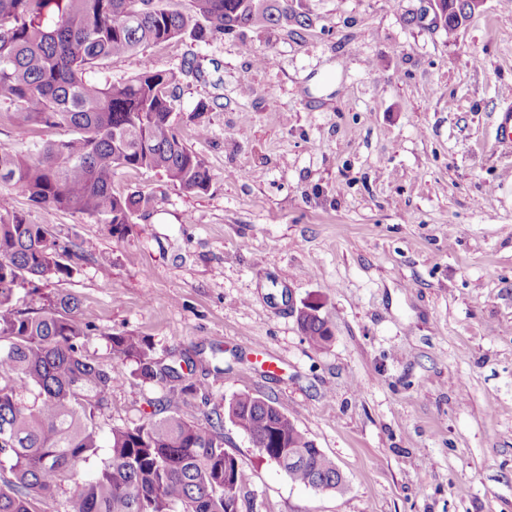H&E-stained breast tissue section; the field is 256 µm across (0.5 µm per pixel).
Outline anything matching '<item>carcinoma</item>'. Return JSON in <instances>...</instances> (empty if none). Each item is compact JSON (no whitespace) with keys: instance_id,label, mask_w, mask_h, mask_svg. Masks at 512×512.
<instances>
[{"instance_id":"1","label":"carcinoma","mask_w":512,"mask_h":512,"mask_svg":"<svg viewBox=\"0 0 512 512\" xmlns=\"http://www.w3.org/2000/svg\"><path fill=\"white\" fill-rule=\"evenodd\" d=\"M466 0H450L443 30L453 35ZM304 29L293 0H0V105L21 130L65 128L69 137L0 147V185L20 187L48 211L112 226L122 237L151 206L143 192L112 190L120 169H147L193 193L208 190L205 160L179 139L173 120L178 76L144 65L120 81L95 77L103 62L144 54L176 37L207 42L254 26ZM77 246L45 224H31L0 193V512H241L250 474L224 448V420L262 444L259 453L306 487L340 491L336 464L269 398L235 395L206 426L173 412L172 397L133 427L113 426L101 440L97 418L117 378L84 355L90 325L72 294L39 308L18 306L27 277L63 281ZM298 325L315 346L332 338L320 307L304 305ZM113 359L148 381L181 379V362L156 361L132 332L104 336Z\"/></svg>"}]
</instances>
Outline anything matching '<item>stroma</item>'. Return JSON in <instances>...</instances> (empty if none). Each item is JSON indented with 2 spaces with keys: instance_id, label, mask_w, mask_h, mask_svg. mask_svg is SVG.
Segmentation results:
<instances>
[{
  "instance_id": "35a3bbf8",
  "label": "stroma",
  "mask_w": 512,
  "mask_h": 512,
  "mask_svg": "<svg viewBox=\"0 0 512 512\" xmlns=\"http://www.w3.org/2000/svg\"><path fill=\"white\" fill-rule=\"evenodd\" d=\"M298 4L300 32L174 38L105 62L115 80L200 63L173 120L210 186L119 170L115 193L153 197L121 238L10 188L82 254L65 281L27 279L21 304L80 299L85 353L119 380L102 432L172 392L202 425L238 393L274 399L345 488L291 482L228 423L253 512H512V156L488 148L512 94V0H486L452 37L417 21L421 0ZM305 302L331 328L325 347L298 327ZM117 331L166 364L192 355L194 391L111 359Z\"/></svg>"
}]
</instances>
